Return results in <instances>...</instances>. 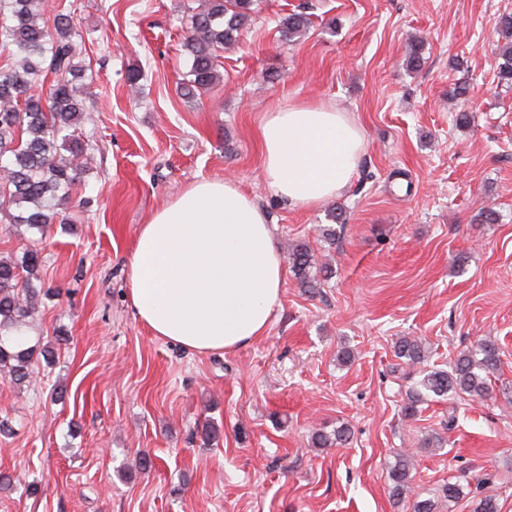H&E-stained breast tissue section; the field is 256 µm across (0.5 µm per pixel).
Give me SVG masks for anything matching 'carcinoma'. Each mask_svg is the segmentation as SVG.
Wrapping results in <instances>:
<instances>
[{"mask_svg": "<svg viewBox=\"0 0 512 512\" xmlns=\"http://www.w3.org/2000/svg\"><path fill=\"white\" fill-rule=\"evenodd\" d=\"M44 0H0V44L14 47L12 62L0 70V206H15L9 214L13 224H24L39 233L52 224L66 223L62 217L73 190L87 171V144L76 135L83 112L87 111L89 84L82 79L78 61V36L73 12L55 11L52 25L43 21ZM255 13V0H206L204 8L191 15V26L183 42L191 60L189 79L182 82V95L195 97L198 91L217 87L222 81L220 51L239 43ZM304 13H292L281 20L282 35L292 39L309 27ZM501 40L496 45L499 81L512 85V12L498 18ZM421 45L412 41L404 65L412 70L422 66ZM295 279L312 292L327 270L317 266L310 249L297 244L289 253ZM41 251L38 241L17 260L0 259V372L16 386L31 380L33 364L55 359L51 346L27 347L9 341L25 331L27 319L36 310L43 286L40 281ZM397 357L417 366L427 361L422 341L399 338ZM500 364L499 350L491 341L479 342L459 352L451 370L420 371L422 378L408 397L402 414L411 419L426 397L467 395L483 399L490 394V377ZM350 429L342 424L332 434L317 433V448L344 445ZM393 495L402 497L410 489V467L406 454L391 467ZM463 473L448 478L441 492L448 502L463 497Z\"/></svg>", "mask_w": 512, "mask_h": 512, "instance_id": "obj_1", "label": "carcinoma"}]
</instances>
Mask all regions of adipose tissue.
<instances>
[{
	"instance_id": "ef3b65f1",
	"label": "adipose tissue",
	"mask_w": 512,
	"mask_h": 512,
	"mask_svg": "<svg viewBox=\"0 0 512 512\" xmlns=\"http://www.w3.org/2000/svg\"><path fill=\"white\" fill-rule=\"evenodd\" d=\"M260 138L266 184L304 208L343 192L362 151L346 113L314 101L264 113ZM285 273L267 213L251 193L202 178L140 225L130 305L155 336L196 353L233 351L263 336Z\"/></svg>"
}]
</instances>
